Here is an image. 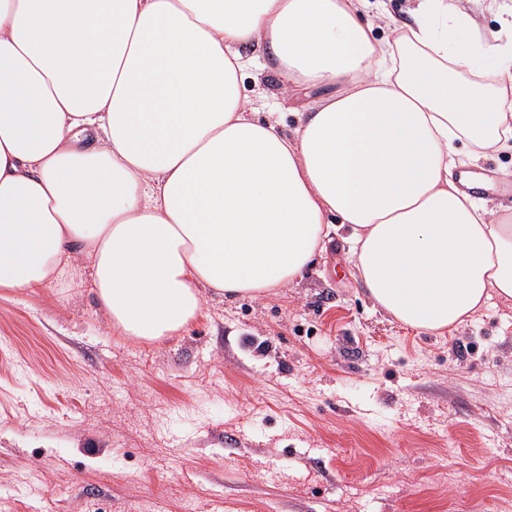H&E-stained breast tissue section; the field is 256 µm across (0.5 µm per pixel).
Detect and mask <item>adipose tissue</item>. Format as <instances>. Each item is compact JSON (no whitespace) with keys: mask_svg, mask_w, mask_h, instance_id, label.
Segmentation results:
<instances>
[{"mask_svg":"<svg viewBox=\"0 0 512 512\" xmlns=\"http://www.w3.org/2000/svg\"><path fill=\"white\" fill-rule=\"evenodd\" d=\"M364 6L0 0V288L81 262L111 328L153 345L202 316V287L290 285L341 233L410 328L512 300V213L454 174L462 150L512 151V39L447 0L381 39ZM259 65L319 94L294 136L249 110Z\"/></svg>","mask_w":512,"mask_h":512,"instance_id":"adipose-tissue-1","label":"adipose tissue"}]
</instances>
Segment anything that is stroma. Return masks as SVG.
Wrapping results in <instances>:
<instances>
[{
  "instance_id": "35a3bbf8",
  "label": "stroma",
  "mask_w": 512,
  "mask_h": 512,
  "mask_svg": "<svg viewBox=\"0 0 512 512\" xmlns=\"http://www.w3.org/2000/svg\"><path fill=\"white\" fill-rule=\"evenodd\" d=\"M293 134L305 98L249 70ZM156 345L89 283L0 293V512H512V300L451 333L373 309L341 238Z\"/></svg>"
}]
</instances>
